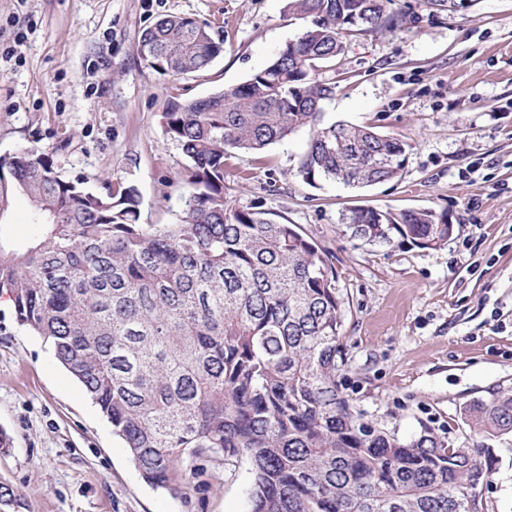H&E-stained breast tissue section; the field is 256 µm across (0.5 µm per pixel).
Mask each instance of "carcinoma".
<instances>
[{
	"label": "carcinoma",
	"instance_id": "carcinoma-1",
	"mask_svg": "<svg viewBox=\"0 0 512 512\" xmlns=\"http://www.w3.org/2000/svg\"><path fill=\"white\" fill-rule=\"evenodd\" d=\"M394 0H288L309 21L263 69L161 113L184 155V217L140 223V194L66 180L48 154L0 156V294L16 321L49 342L148 483L178 489L188 459L245 458L251 512H483L494 449L409 439L367 421L340 392L344 297L327 256L294 224L232 204L227 159L259 158L309 130L298 174L315 186L392 179L407 143L371 125L323 122L333 89L316 79L347 33L391 28ZM224 51L210 26L166 15L146 27L139 58L169 78ZM31 203L33 235L5 234L9 206ZM345 231L434 249L453 232L426 209L356 208ZM478 434L512 433V393L469 408Z\"/></svg>",
	"mask_w": 512,
	"mask_h": 512
}]
</instances>
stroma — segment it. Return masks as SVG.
<instances>
[{"instance_id":"obj_1","label":"stroma","mask_w":512,"mask_h":512,"mask_svg":"<svg viewBox=\"0 0 512 512\" xmlns=\"http://www.w3.org/2000/svg\"><path fill=\"white\" fill-rule=\"evenodd\" d=\"M405 23L346 40L319 71L335 89L324 122L372 124L408 143L396 180L365 188L297 170L301 129L270 146L231 200L297 225L326 250L344 297L342 391L367 420L409 439L471 441L465 409L512 392V0H395ZM210 24L224 53L205 71L159 75L136 54L158 16ZM287 0H0V155L36 147L63 177L98 191L135 185L141 221L183 216L186 164L161 114L174 97L243 83L305 28ZM354 208L447 213L434 249L364 244L342 231ZM0 481L22 512H250L246 459L187 462L173 492L144 481L49 343L0 296ZM496 463L486 512H512V433L485 439Z\"/></svg>"}]
</instances>
